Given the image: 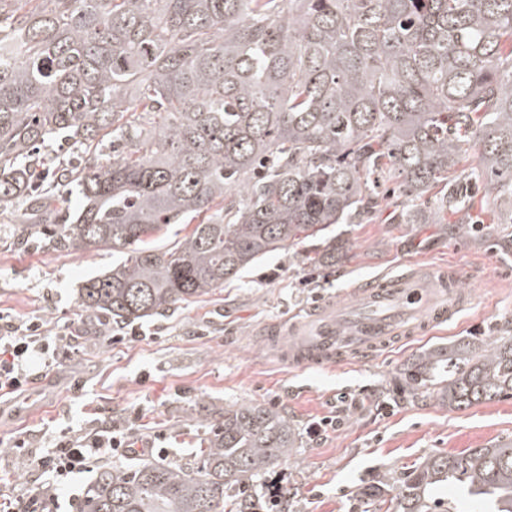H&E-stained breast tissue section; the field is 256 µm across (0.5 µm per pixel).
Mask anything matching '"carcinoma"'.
<instances>
[{"mask_svg":"<svg viewBox=\"0 0 512 512\" xmlns=\"http://www.w3.org/2000/svg\"><path fill=\"white\" fill-rule=\"evenodd\" d=\"M393 179L412 224L469 208L464 180L512 224V0H0V209L24 202L56 250L120 254L80 288L87 316L145 321L307 241L322 249L289 259L333 268V228ZM173 224L193 228L159 243ZM405 378L451 411L512 397V328L430 348ZM198 424L191 462L99 465L83 512H254L244 478L288 458L294 425L257 403ZM448 483L512 512V442L427 456L393 512H429Z\"/></svg>","mask_w":512,"mask_h":512,"instance_id":"cac0c4a2","label":"carcinoma"}]
</instances>
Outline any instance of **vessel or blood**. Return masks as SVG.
I'll return each instance as SVG.
<instances>
[{
  "label": "vessel or blood",
  "instance_id": "obj_1",
  "mask_svg": "<svg viewBox=\"0 0 512 512\" xmlns=\"http://www.w3.org/2000/svg\"><path fill=\"white\" fill-rule=\"evenodd\" d=\"M452 270L423 267L381 274L326 300L306 317L268 331L271 354L295 369H332L366 359L391 343L447 324L463 298Z\"/></svg>",
  "mask_w": 512,
  "mask_h": 512
}]
</instances>
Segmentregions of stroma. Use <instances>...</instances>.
<instances>
[{"mask_svg": "<svg viewBox=\"0 0 512 512\" xmlns=\"http://www.w3.org/2000/svg\"><path fill=\"white\" fill-rule=\"evenodd\" d=\"M404 197L387 192L368 220L340 224L348 257L322 274L273 254L202 301L136 324L119 337L108 317L86 319L76 293L111 267V250L56 251L32 238L18 246L14 217L0 211V317L15 326L44 323L49 336H73L75 351L52 366L35 359L36 378L0 399V502L25 512L40 487L51 512H80L93 478L55 482L28 458L46 455L63 434L88 435L111 422L136 443L140 458L187 462L198 446L194 418L214 407L252 402L281 411L298 441L287 460L248 479L257 507L278 484L288 512H386L357 498L358 488L401 472L433 453H458L512 439V398L448 410L435 397L412 398L403 370L426 349L476 342L512 323V224L485 210L482 227L465 233L463 216L409 224ZM413 265L459 270L468 303L448 325L389 353L329 371L295 370L272 359L259 329L314 303L336 299L351 284ZM335 418L321 436L312 423ZM24 447H16V440Z\"/></svg>", "mask_w": 512, "mask_h": 512, "instance_id": "stroma-1", "label": "stroma"}]
</instances>
